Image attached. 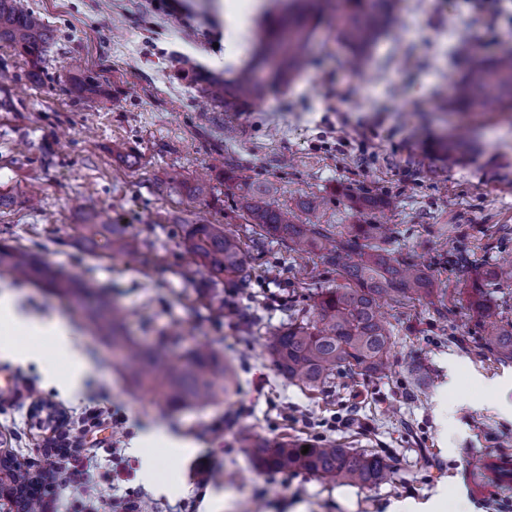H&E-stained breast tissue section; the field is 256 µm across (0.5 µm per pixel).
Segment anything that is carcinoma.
I'll return each instance as SVG.
<instances>
[{
  "mask_svg": "<svg viewBox=\"0 0 512 512\" xmlns=\"http://www.w3.org/2000/svg\"><path fill=\"white\" fill-rule=\"evenodd\" d=\"M285 7L271 38L259 43L254 65L245 69L238 81L224 88L236 100L257 99L264 84L255 80L254 68L270 67L269 80L286 81L304 64L306 42L312 27L326 23L335 29L336 39L355 56L366 55L389 26L395 0H283ZM53 39L45 19L18 7L17 0H0V42L9 43L37 60ZM467 69L453 88L452 99L473 111L489 102L512 109V48L490 60L480 52L474 38L466 37ZM76 90L83 100L102 97L96 79L77 72ZM242 199L249 222L264 239L271 237L287 246L307 252H321L324 264L344 273L350 285L327 289L317 295L313 316L295 319L288 326L267 331L265 351L282 376L308 388H318L337 374L380 376L390 367L392 330L379 315V302L389 298L400 302L417 299L439 305L437 312L448 314L443 289L426 269L396 258L385 246L386 227L368 221L370 212L388 205L385 200L358 195L351 208L359 221L335 234L322 223L324 201L301 203L305 220L294 210L273 208L266 200L270 189L243 180ZM75 231L82 244L102 247L108 255L127 254L138 247L135 236L119 224L90 220ZM195 261L189 285L198 292H213L223 277L241 282L251 278L238 238L222 224H194L181 241ZM17 282L46 286L61 296L83 300L89 321L112 344V355L125 368L130 381L153 394L158 402L207 405L220 395H229L236 384L233 366L224 360L217 344L184 349L178 357L173 348L181 343L177 333L165 334L150 345L126 336L120 326L119 310L98 294L92 280L77 281L46 264L40 256L15 245L0 243V275ZM512 281V254L497 260L484 271H473L463 288L467 306L482 328V345L498 358L512 361V320L503 317L489 287ZM254 464L259 469L301 472L320 479L336 480L358 487L389 484L394 472L382 455L354 452L321 440L309 445L243 436ZM12 487L25 501L23 512H39L42 493L27 466L16 458L4 465Z\"/></svg>",
  "mask_w": 512,
  "mask_h": 512,
  "instance_id": "obj_1",
  "label": "carcinoma"
}]
</instances>
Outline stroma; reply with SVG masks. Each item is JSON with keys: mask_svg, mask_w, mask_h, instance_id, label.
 Here are the masks:
<instances>
[{"mask_svg": "<svg viewBox=\"0 0 512 512\" xmlns=\"http://www.w3.org/2000/svg\"><path fill=\"white\" fill-rule=\"evenodd\" d=\"M49 22L54 38L33 62L0 46V231L62 273L91 278L120 305L124 328L150 343L180 332L187 346L216 343L237 371L229 397L164 410L134 387L108 342L71 298L0 276V297L40 323L71 331L93 366L77 392L63 391L36 361L0 353V438L38 470L43 436L30 411L38 401L67 418L94 480L62 492L54 512H110L114 498L151 501L156 512H394L399 502L444 496L443 512H512V486L481 497L465 484L483 458L512 454V361L484 350L464 303L448 298L439 318L424 302L385 299L393 328L388 377L347 386L336 375L323 391L288 381L264 350L269 328L289 311L310 315L319 291L345 279L318 254L264 241L241 208L240 179L269 186L295 207L323 198L333 230L353 223L350 195L389 200L371 221L389 228L392 252L427 268L442 287H463L471 269L512 253V112L443 110L439 99L463 70L462 33L486 56L512 39V0H397L389 30L352 73L348 50L327 26L311 33L308 64L249 107L213 98L235 79L278 16L275 0H19ZM81 61L103 86L79 99L69 65ZM467 133L476 150L449 167L434 139ZM207 184L206 195L190 192ZM99 214L125 225L138 253L102 257L74 240ZM221 224L237 234L249 282L224 281L223 313L183 277L188 225ZM257 318L244 330L243 318ZM165 426L192 449L139 443L142 428ZM271 440L321 439L375 451L391 484L360 488L303 473L254 469L242 430Z\"/></svg>", "mask_w": 512, "mask_h": 512, "instance_id": "35a3bbf8", "label": "stroma"}]
</instances>
